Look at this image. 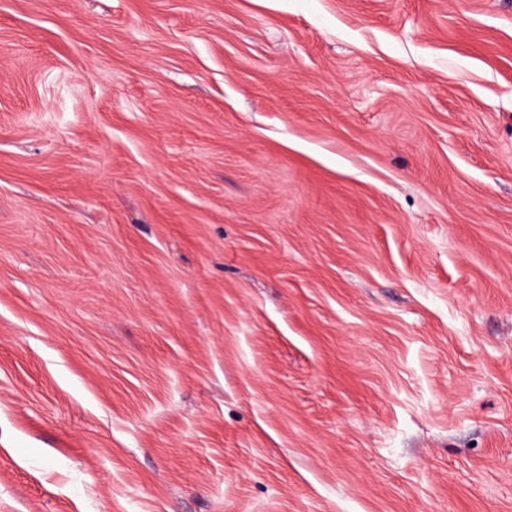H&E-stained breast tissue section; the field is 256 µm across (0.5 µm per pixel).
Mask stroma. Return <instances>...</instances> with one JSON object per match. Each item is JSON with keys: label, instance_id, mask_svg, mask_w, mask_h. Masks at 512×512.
I'll list each match as a JSON object with an SVG mask.
<instances>
[{"label": "stroma", "instance_id": "35a3bbf8", "mask_svg": "<svg viewBox=\"0 0 512 512\" xmlns=\"http://www.w3.org/2000/svg\"><path fill=\"white\" fill-rule=\"evenodd\" d=\"M0 512H512V0H0Z\"/></svg>", "mask_w": 512, "mask_h": 512}]
</instances>
